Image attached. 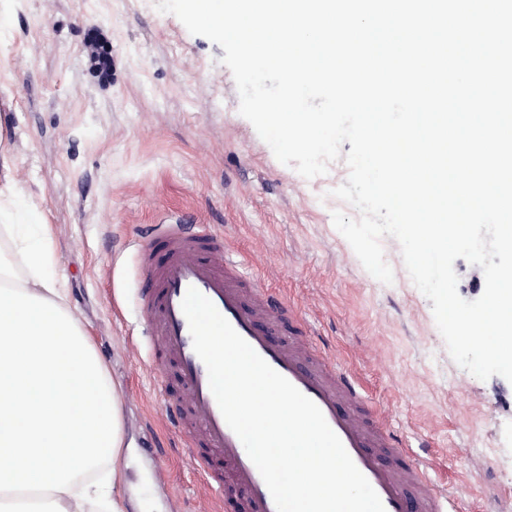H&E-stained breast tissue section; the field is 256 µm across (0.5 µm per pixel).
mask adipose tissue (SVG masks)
<instances>
[{"mask_svg":"<svg viewBox=\"0 0 512 512\" xmlns=\"http://www.w3.org/2000/svg\"><path fill=\"white\" fill-rule=\"evenodd\" d=\"M8 135L0 120V233L38 240L0 257V512H126L121 395L52 271L46 216L16 209Z\"/></svg>","mask_w":512,"mask_h":512,"instance_id":"obj_1","label":"adipose tissue"}]
</instances>
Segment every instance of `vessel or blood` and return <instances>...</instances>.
<instances>
[{"instance_id": "vessel-or-blood-1", "label": "vessel or blood", "mask_w": 512, "mask_h": 512, "mask_svg": "<svg viewBox=\"0 0 512 512\" xmlns=\"http://www.w3.org/2000/svg\"><path fill=\"white\" fill-rule=\"evenodd\" d=\"M165 262L145 303L148 330L175 359L183 395L178 411L192 423L190 438L224 461V478L240 494L244 512H276L272 496L241 441L226 424L209 387L208 371L193 349L181 303L188 288L208 297L233 328L277 372L322 411L358 469L379 495L385 512H456L457 492L439 489L415 457L374 418L355 373L323 352L291 306L246 276L222 235L204 228L165 224Z\"/></svg>"}]
</instances>
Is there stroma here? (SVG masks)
<instances>
[{"label":"stroma","instance_id":"stroma-1","mask_svg":"<svg viewBox=\"0 0 512 512\" xmlns=\"http://www.w3.org/2000/svg\"><path fill=\"white\" fill-rule=\"evenodd\" d=\"M156 0H0V114L20 203L53 226L55 276L123 392L128 512H234L222 472L166 416L181 385L143 320L153 288L145 235L162 216L206 224L306 320L318 346L370 387L431 477L459 487L458 512H512V383L482 381L450 357L432 303L399 243L384 237L392 284L375 279L335 228L344 160L305 179L239 113L225 52L158 12ZM106 51V69L90 51Z\"/></svg>","mask_w":512,"mask_h":512}]
</instances>
